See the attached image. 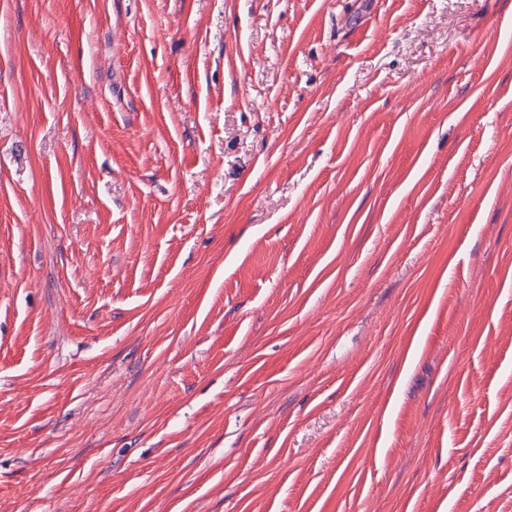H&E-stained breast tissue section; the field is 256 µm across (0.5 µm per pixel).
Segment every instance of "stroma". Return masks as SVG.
<instances>
[{"instance_id": "stroma-1", "label": "stroma", "mask_w": 512, "mask_h": 512, "mask_svg": "<svg viewBox=\"0 0 512 512\" xmlns=\"http://www.w3.org/2000/svg\"><path fill=\"white\" fill-rule=\"evenodd\" d=\"M0 512H512V0H0Z\"/></svg>"}]
</instances>
